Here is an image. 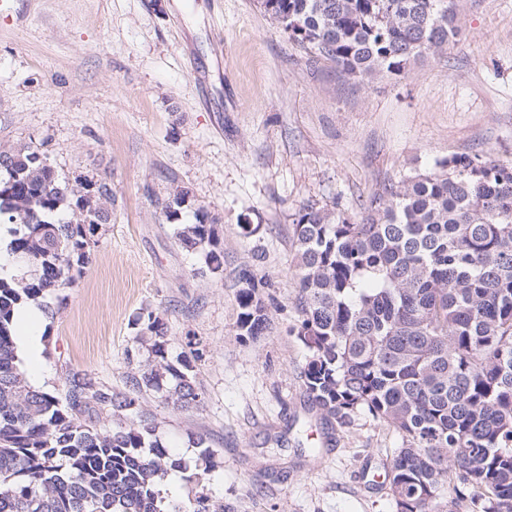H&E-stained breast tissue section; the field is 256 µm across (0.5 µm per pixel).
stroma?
<instances>
[{
    "label": "stroma",
    "instance_id": "stroma-1",
    "mask_svg": "<svg viewBox=\"0 0 512 512\" xmlns=\"http://www.w3.org/2000/svg\"><path fill=\"white\" fill-rule=\"evenodd\" d=\"M458 25L446 53L353 82L257 0H16L0 12V146H38L70 177L107 173L114 196L90 268L38 301L34 374L56 394L70 372L121 390L146 310L165 319L170 356L199 341L203 407L143 398L183 462L170 499L202 488L231 512H396L382 475L398 431L364 414L326 425L307 402L306 350L288 332L292 221L307 204L357 214L384 184L454 154L512 164V0H464ZM177 190L217 217L223 280L195 275L198 256L178 246L163 213ZM244 268L275 300L270 330L247 341L231 286Z\"/></svg>",
    "mask_w": 512,
    "mask_h": 512
}]
</instances>
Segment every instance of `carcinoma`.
Listing matches in <instances>:
<instances>
[{
    "label": "carcinoma",
    "mask_w": 512,
    "mask_h": 512,
    "mask_svg": "<svg viewBox=\"0 0 512 512\" xmlns=\"http://www.w3.org/2000/svg\"><path fill=\"white\" fill-rule=\"evenodd\" d=\"M460 0H258L271 22L347 79L400 77L442 54ZM69 182L38 147L0 148V224L21 275L0 278V512H224L203 490L182 504L157 478L182 467L156 436L144 393L199 409L192 348L167 351V326L139 314L140 347L115 391L78 372L63 395L28 382L14 311L71 284L112 221V184ZM187 193L163 211L199 272L224 280V246ZM301 378L327 423L363 412L402 447L386 475L396 512H512V165L454 155L385 185L360 217L304 205L293 218ZM266 283L235 276L241 339L267 329ZM123 416L117 426L103 420Z\"/></svg>",
    "instance_id": "cac0c4a2"
}]
</instances>
